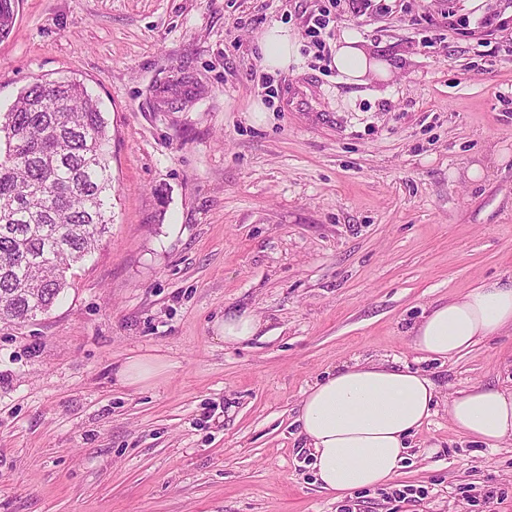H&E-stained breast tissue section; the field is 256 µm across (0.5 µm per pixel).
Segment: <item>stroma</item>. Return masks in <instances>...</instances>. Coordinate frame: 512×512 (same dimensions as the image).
Listing matches in <instances>:
<instances>
[{"instance_id": "35a3bbf8", "label": "stroma", "mask_w": 512, "mask_h": 512, "mask_svg": "<svg viewBox=\"0 0 512 512\" xmlns=\"http://www.w3.org/2000/svg\"><path fill=\"white\" fill-rule=\"evenodd\" d=\"M326 3L17 0L0 111L34 81L84 82L110 135L112 224L48 313L0 322V512H512V441L473 442L446 407L392 486L340 499L295 422L303 391L357 358L422 370L445 397L512 386V329L445 362L408 334L512 276V0L344 2L318 46L305 20ZM274 24L303 48L272 74ZM346 33L389 81L340 79ZM236 310L265 335L217 340ZM145 355L166 372L119 384ZM168 364L159 356L130 358L117 373L119 382L126 386H142L159 377Z\"/></svg>"}]
</instances>
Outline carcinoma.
Listing matches in <instances>:
<instances>
[{
    "mask_svg": "<svg viewBox=\"0 0 512 512\" xmlns=\"http://www.w3.org/2000/svg\"><path fill=\"white\" fill-rule=\"evenodd\" d=\"M0 319L48 312L112 223L110 136L77 79L35 82L0 112Z\"/></svg>",
    "mask_w": 512,
    "mask_h": 512,
    "instance_id": "cac0c4a2",
    "label": "carcinoma"
}]
</instances>
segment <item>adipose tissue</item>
<instances>
[{
    "label": "adipose tissue",
    "mask_w": 512,
    "mask_h": 512,
    "mask_svg": "<svg viewBox=\"0 0 512 512\" xmlns=\"http://www.w3.org/2000/svg\"><path fill=\"white\" fill-rule=\"evenodd\" d=\"M260 50L271 73L301 60L297 36L281 25L263 32ZM332 64L353 85L389 75L351 34L337 42ZM506 328H512V278L478 283L438 305L410 335L418 352L449 359ZM437 397L425 373L381 360H356L315 381L302 395L296 422L322 488L342 496L390 485L408 457V437L435 412ZM445 404L452 423L471 440L490 448L512 440V389L476 384L452 393Z\"/></svg>",
    "instance_id": "1"
}]
</instances>
